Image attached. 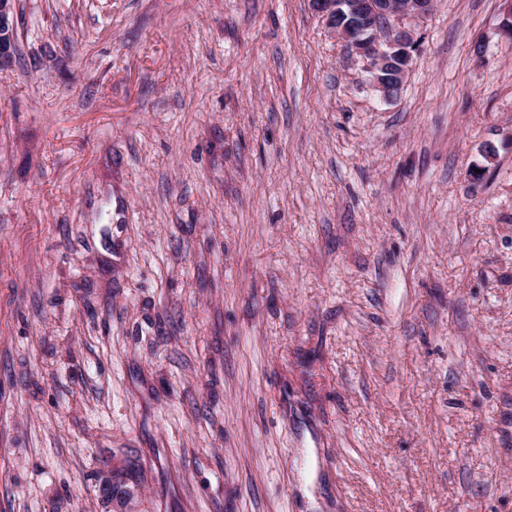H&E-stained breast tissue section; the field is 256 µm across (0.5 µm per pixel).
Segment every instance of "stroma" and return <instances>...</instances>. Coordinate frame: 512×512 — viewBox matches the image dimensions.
Wrapping results in <instances>:
<instances>
[{
	"mask_svg": "<svg viewBox=\"0 0 512 512\" xmlns=\"http://www.w3.org/2000/svg\"><path fill=\"white\" fill-rule=\"evenodd\" d=\"M0 512H512V47L383 100L309 0H14Z\"/></svg>",
	"mask_w": 512,
	"mask_h": 512,
	"instance_id": "obj_1",
	"label": "stroma"
}]
</instances>
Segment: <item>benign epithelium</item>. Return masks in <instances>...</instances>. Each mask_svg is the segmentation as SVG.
<instances>
[{"instance_id": "benign-epithelium-1", "label": "benign epithelium", "mask_w": 512, "mask_h": 512, "mask_svg": "<svg viewBox=\"0 0 512 512\" xmlns=\"http://www.w3.org/2000/svg\"><path fill=\"white\" fill-rule=\"evenodd\" d=\"M330 33L372 74V88L390 99L403 86L419 50L415 22L435 0H310ZM15 38L12 0H0V63L8 62Z\"/></svg>"}]
</instances>
